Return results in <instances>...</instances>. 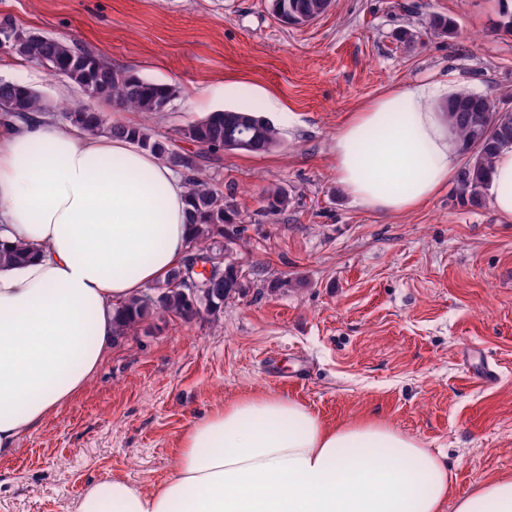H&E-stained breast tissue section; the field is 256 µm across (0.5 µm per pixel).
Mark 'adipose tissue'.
<instances>
[{
    "mask_svg": "<svg viewBox=\"0 0 512 512\" xmlns=\"http://www.w3.org/2000/svg\"><path fill=\"white\" fill-rule=\"evenodd\" d=\"M437 83L389 91L335 144L336 181L385 215L413 211L454 177L461 142ZM512 219V145L488 175ZM174 171L132 141L90 137L44 113L0 126V243H28L0 270V456L80 394L112 347L125 301L179 265L193 229ZM173 475L146 492L92 486L75 512H512V476L453 497L446 459L374 420L327 426L306 405L247 394L183 435Z\"/></svg>",
    "mask_w": 512,
    "mask_h": 512,
    "instance_id": "ef3b65f1",
    "label": "adipose tissue"
}]
</instances>
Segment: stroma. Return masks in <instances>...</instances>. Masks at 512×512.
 I'll use <instances>...</instances> for the list:
<instances>
[{"label":"stroma","instance_id":"1","mask_svg":"<svg viewBox=\"0 0 512 512\" xmlns=\"http://www.w3.org/2000/svg\"><path fill=\"white\" fill-rule=\"evenodd\" d=\"M498 4L332 0L293 26L271 0H0L16 29L174 88L166 111L109 107V122L148 126L176 150L188 147L181 127L224 108L280 132L270 151L200 166L234 193L247 294L218 317L150 319L118 340L82 394L0 457V512H73L115 476L154 490L184 432L249 392L300 401L332 427L390 424L446 454L458 496L512 475V221L458 203L450 185L413 212L380 215L337 184L334 153L348 117L394 89L449 83L512 111V32ZM433 14L453 19V34L430 30ZM0 79L54 106L81 95L1 37ZM275 187L289 206L270 216L262 199ZM484 365L488 385L471 378Z\"/></svg>","mask_w":512,"mask_h":512}]
</instances>
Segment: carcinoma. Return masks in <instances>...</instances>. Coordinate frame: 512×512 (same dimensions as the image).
Returning a JSON list of instances; mask_svg holds the SVG:
<instances>
[{"label": "carcinoma", "mask_w": 512, "mask_h": 512, "mask_svg": "<svg viewBox=\"0 0 512 512\" xmlns=\"http://www.w3.org/2000/svg\"><path fill=\"white\" fill-rule=\"evenodd\" d=\"M331 0H273L276 16L286 23L304 25L325 14ZM0 34L8 38L12 54L49 67L77 85L88 101L76 100L57 108L59 116L87 136L107 135L125 138L140 148L156 154L175 170L185 172L189 196V223L195 233L188 243L183 262L171 268L155 282L153 297L134 296L119 310L115 336L124 339L136 333L150 318L176 317L189 323L206 312L218 313L224 302L246 294L247 274L236 254V234L224 230L234 223L236 212L224 191L203 177L193 156L171 149L165 140L144 126L110 124L105 113L89 106V100L114 103L135 112H162L173 100L175 90L168 84L144 80L112 66L107 60L86 53L59 39L36 32L18 31L0 26ZM51 107L37 92L18 83L0 80V122L8 124L33 112H47ZM446 118L469 153L456 176L454 193L464 204L485 203V175L496 153L512 144V112H503L488 98L474 93L455 95L443 107ZM245 133V145L230 142L239 132ZM179 134L198 147L200 152L214 154L223 149L251 153L266 152L279 144V132L269 121L254 112L226 109L210 113L180 129ZM288 194L271 188L264 196L263 211L277 215L288 208ZM28 246L18 244L0 248V269L12 267L25 258ZM209 262L213 270L205 280L206 296L196 299L190 294L187 280L197 276L196 261Z\"/></svg>", "instance_id": "obj_1"}]
</instances>
